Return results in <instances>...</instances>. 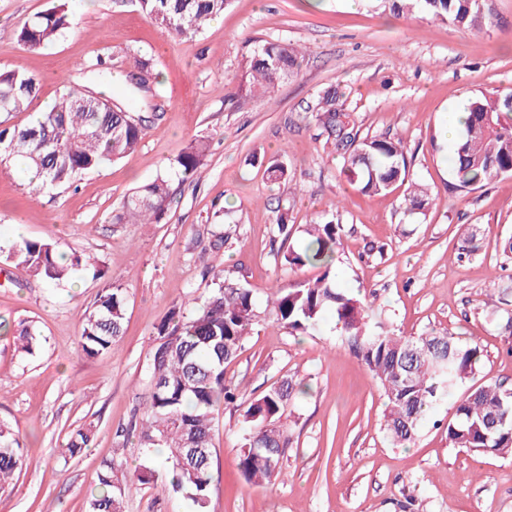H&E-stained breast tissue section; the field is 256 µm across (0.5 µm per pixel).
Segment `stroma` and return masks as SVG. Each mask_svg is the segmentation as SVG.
<instances>
[{"label": "stroma", "instance_id": "1", "mask_svg": "<svg viewBox=\"0 0 512 512\" xmlns=\"http://www.w3.org/2000/svg\"><path fill=\"white\" fill-rule=\"evenodd\" d=\"M54 0H0V70L23 67L40 89L28 111L8 122L28 125L68 87L93 82L106 60L127 74L136 57L152 61L150 88L135 99L155 117L138 149L34 195L29 178L0 161V245L24 237L60 243L90 266L50 287L19 268L0 275V422L18 429L24 464L0 489V512H87V491L149 391L143 369L156 327L185 295L209 292L202 270L250 289L259 313L239 356L225 368L235 402L213 420L207 512H512V458L448 443L455 402L483 383L512 389V258L496 240L512 236V178L452 189L442 130L464 100L512 92V0H486L494 27L467 31L414 13L393 15L383 0H234L197 36L184 38L145 19L136 0H69L71 27L30 51L15 32ZM307 49L297 77L264 97L228 101L225 77L241 73L259 43ZM360 135L402 138L408 180L438 197L425 216L407 215L405 186L365 196L341 176L342 159L313 118L321 92ZM210 142L199 176L184 181L174 158L194 139ZM288 166L270 182L271 160ZM160 175L176 191L159 224H116L113 210ZM294 232L281 239L278 206ZM342 225L333 269L343 287L372 304L373 320L399 336L450 334L475 342L483 357L472 379L427 414L415 441L392 445L383 431L386 398L365 363L350 352L325 315L313 334L275 323L267 300L316 279V266L289 269L281 256L298 247L312 221ZM483 244L457 261L462 226ZM227 238L213 246L214 229ZM126 292L124 334L107 357L77 345L84 317L105 282ZM34 325L43 342L16 351L12 330ZM302 385L282 418L290 444L282 475L263 487L238 468L243 413L282 381ZM95 427L93 445L65 460L69 433ZM125 512H193L163 486L132 490Z\"/></svg>", "mask_w": 512, "mask_h": 512}]
</instances>
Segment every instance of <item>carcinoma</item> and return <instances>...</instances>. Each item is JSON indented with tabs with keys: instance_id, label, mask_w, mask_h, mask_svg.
Returning a JSON list of instances; mask_svg holds the SVG:
<instances>
[{
	"instance_id": "1",
	"label": "carcinoma",
	"mask_w": 512,
	"mask_h": 512,
	"mask_svg": "<svg viewBox=\"0 0 512 512\" xmlns=\"http://www.w3.org/2000/svg\"><path fill=\"white\" fill-rule=\"evenodd\" d=\"M397 14L421 13L459 29L489 28L492 16L485 0H387ZM231 0H138L145 18L181 37L201 33L221 16ZM71 24L66 3L35 14L16 31V40L30 51L53 43ZM305 52L291 45L265 41L253 50L241 76L239 91L264 96L283 81L299 74ZM39 79L25 69L0 70V113L25 111L36 98ZM127 88L106 97L94 89L63 93L37 122L0 129V145L7 156L20 158L36 171L33 189L42 191L70 181L76 174L97 168L136 150L147 129L146 117L128 103ZM468 118L451 157L456 187L468 188L512 177V93L471 99ZM317 125L342 155L341 173L358 192L385 196L406 179L407 160L401 139L361 137L350 126L349 115L336 107V92L319 96L314 108ZM209 144L188 143L175 162L188 180L204 166ZM175 191L158 177L137 188L112 215L114 224H159L167 215ZM437 197L427 188L409 186L405 206L411 214H425ZM335 220L314 221L305 228L306 239L283 254V264L294 268L319 265L324 273L301 282L271 299V314L283 327L301 333L317 330L325 312L353 354L374 373L387 399L384 431L394 445H410L426 412L454 387L474 374L481 351L446 334L398 336L370 322L369 306L350 290L336 284L330 267L340 241ZM457 259L479 248L480 234L465 227ZM8 267H21L46 285L58 286L87 258L68 254L52 241L21 238L0 247ZM211 289L202 303L187 308L175 305L156 327L145 377L150 396L133 428L117 437L128 443L137 437L145 456L128 476L117 456L101 462L90 490L89 512H124L125 501L136 485L156 481L153 454L167 451L165 466L172 491L184 493L196 512H205L211 468V431L215 411L234 399L225 385V366L239 355L257 319L251 291L211 268ZM125 296L108 285L85 316L78 347L88 357L112 354L123 335ZM39 333L24 325L15 337L17 350L30 354ZM294 387L288 381L251 401L244 414L239 469L256 485L270 484L281 474L288 436L280 425ZM93 440L92 427L70 432L65 448L69 458L80 456ZM448 440L454 447L491 451L512 458V392L484 385L455 407L448 421ZM23 455L15 430L0 423V488L21 469Z\"/></svg>"
}]
</instances>
